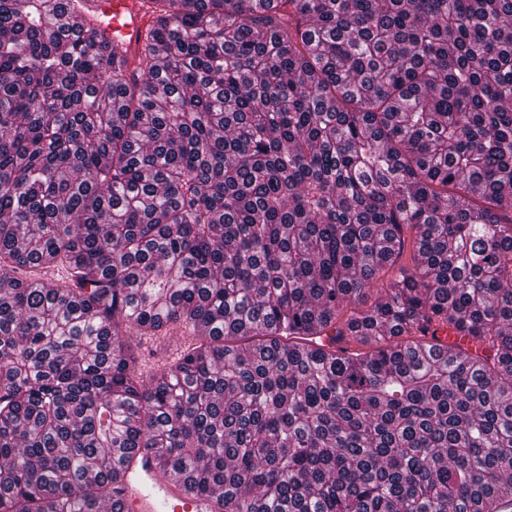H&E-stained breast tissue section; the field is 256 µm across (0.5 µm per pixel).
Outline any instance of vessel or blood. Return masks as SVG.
<instances>
[{
	"label": "vessel or blood",
	"mask_w": 512,
	"mask_h": 512,
	"mask_svg": "<svg viewBox=\"0 0 512 512\" xmlns=\"http://www.w3.org/2000/svg\"><path fill=\"white\" fill-rule=\"evenodd\" d=\"M87 15L75 17L74 27L97 24L106 41L123 40L135 50L147 34L149 18L138 0H86ZM118 506L122 512H214L216 503L207 496H191L181 476L160 475L152 452L140 454V463L127 468L120 480Z\"/></svg>",
	"instance_id": "obj_1"
}]
</instances>
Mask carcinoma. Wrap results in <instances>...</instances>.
Returning a JSON list of instances; mask_svg holds the SVG:
<instances>
[{"instance_id":"1","label":"carcinoma","mask_w":512,"mask_h":512,"mask_svg":"<svg viewBox=\"0 0 512 512\" xmlns=\"http://www.w3.org/2000/svg\"><path fill=\"white\" fill-rule=\"evenodd\" d=\"M146 2L130 58L0 0V512L140 448L218 512H499L512 0ZM171 336H168L165 340L157 339H144L140 345L142 370L145 375H152L155 364L157 362L169 363L176 356L177 349L182 346L185 342L191 340L188 331L173 326L170 332Z\"/></svg>"}]
</instances>
